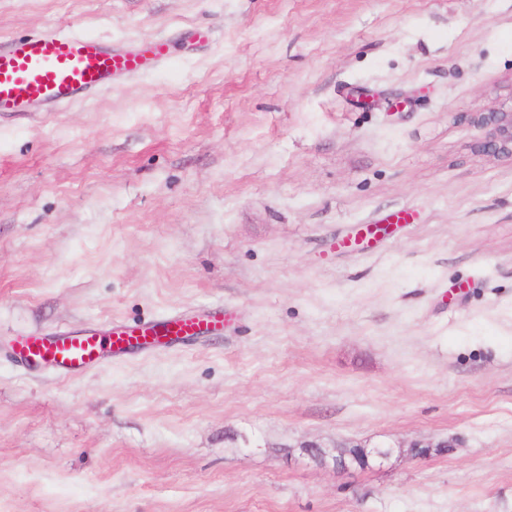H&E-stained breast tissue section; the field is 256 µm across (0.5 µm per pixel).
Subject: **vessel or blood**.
<instances>
[{"label":"vessel or blood","mask_w":512,"mask_h":512,"mask_svg":"<svg viewBox=\"0 0 512 512\" xmlns=\"http://www.w3.org/2000/svg\"><path fill=\"white\" fill-rule=\"evenodd\" d=\"M168 53L162 38L130 51H109L97 38L57 31L0 41V112L23 116L35 101L50 110L78 103L111 89L114 80L137 75ZM223 327V313L207 310L115 326L105 334L92 328L59 336L31 335L21 341L16 355L64 376L77 375L107 356L201 338Z\"/></svg>","instance_id":"b4317fda"}]
</instances>
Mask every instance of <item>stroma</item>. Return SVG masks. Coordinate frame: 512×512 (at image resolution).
<instances>
[{
  "instance_id": "35a3bbf8",
  "label": "stroma",
  "mask_w": 512,
  "mask_h": 512,
  "mask_svg": "<svg viewBox=\"0 0 512 512\" xmlns=\"http://www.w3.org/2000/svg\"><path fill=\"white\" fill-rule=\"evenodd\" d=\"M50 29L170 56L0 115V512H512V0H0ZM210 306L76 377L9 348ZM473 120L486 131L479 151L512 159V107L473 113ZM454 445L449 442H439L433 444L430 442H413L408 446L403 445H392V444H380L375 445L372 448H368L366 445L361 444H350L343 441H336V448H357V456H352L353 460H345L342 464L336 465V470H345L351 466H358L360 468L371 466L372 463L377 462L379 465L388 461L393 453L394 448H399V453L408 457L409 459L423 458L431 453L432 448H450ZM388 448V450H383ZM404 448H407L404 449Z\"/></svg>"
}]
</instances>
